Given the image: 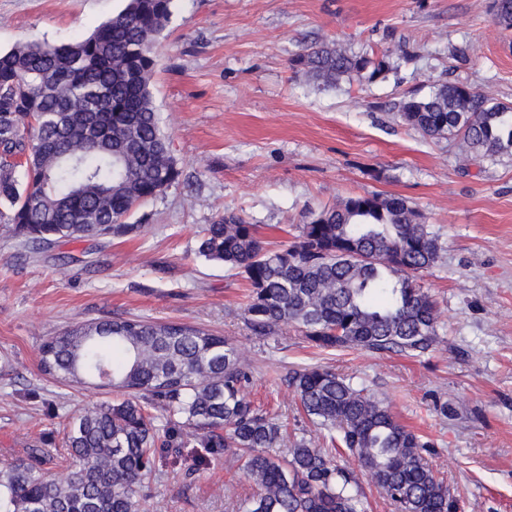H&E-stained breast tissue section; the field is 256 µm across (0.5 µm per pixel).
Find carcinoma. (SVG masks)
<instances>
[{
  "mask_svg": "<svg viewBox=\"0 0 512 512\" xmlns=\"http://www.w3.org/2000/svg\"><path fill=\"white\" fill-rule=\"evenodd\" d=\"M175 0H125L91 33L0 50V204L13 232L38 249L127 234L134 210L179 182L182 170L154 105L155 45ZM494 20L512 27V0ZM325 88L385 78L387 54L314 45L294 59ZM405 124L453 138L473 159L512 153V107L448 81L397 104ZM441 246L403 197L368 194L311 212L271 250L258 225L224 215L198 254L241 276L250 331L279 346L293 326L320 350L423 357L441 342L435 300L420 274ZM38 369L67 384L110 386L127 398L68 421L64 452L37 445L0 463V512H143L156 462L197 439L238 463L254 492L238 512H364L351 457L396 512H458L425 458L429 442L354 378L322 367L287 378L314 441L288 438L248 396L249 363L222 336L183 323L101 319L42 343ZM286 445L287 453L269 449Z\"/></svg>",
  "mask_w": 512,
  "mask_h": 512,
  "instance_id": "1",
  "label": "carcinoma"
}]
</instances>
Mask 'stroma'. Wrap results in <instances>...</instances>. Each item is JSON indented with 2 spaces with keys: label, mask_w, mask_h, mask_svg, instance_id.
Segmentation results:
<instances>
[{
  "label": "stroma",
  "mask_w": 512,
  "mask_h": 512,
  "mask_svg": "<svg viewBox=\"0 0 512 512\" xmlns=\"http://www.w3.org/2000/svg\"><path fill=\"white\" fill-rule=\"evenodd\" d=\"M493 2L178 0L152 91L179 183L130 216L140 230L128 236L37 253L0 220V461L33 443L61 447L72 416L114 398L41 376L48 337L98 319L174 320L244 349L252 399L289 433L316 435L290 372L357 377L432 441L431 464L462 512H512V156L466 160L456 141L396 116L404 96L455 80L512 107V29L495 22ZM121 6L0 0V48L69 41ZM315 43L391 51V69L372 83L317 87L292 64ZM373 193L406 198L439 237L422 281L441 342L426 356L323 352L290 328L271 348L244 322L246 281L197 253L221 216L259 225L279 248L308 210ZM200 451L192 440L158 462L147 512H237L253 485L228 462L199 463Z\"/></svg>",
  "instance_id": "1"
}]
</instances>
